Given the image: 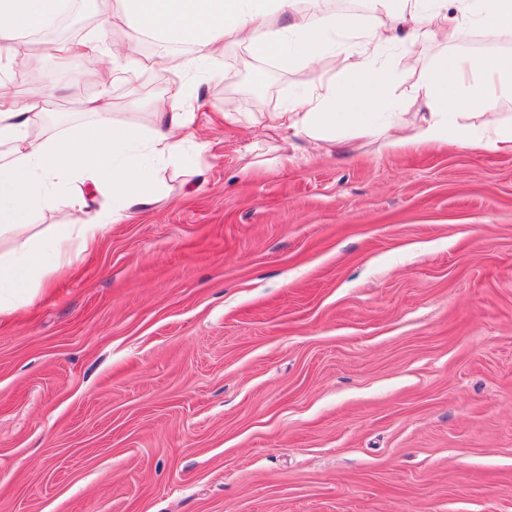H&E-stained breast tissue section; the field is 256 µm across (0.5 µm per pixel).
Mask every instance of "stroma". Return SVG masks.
Returning a JSON list of instances; mask_svg holds the SVG:
<instances>
[{
  "label": "stroma",
  "mask_w": 512,
  "mask_h": 512,
  "mask_svg": "<svg viewBox=\"0 0 512 512\" xmlns=\"http://www.w3.org/2000/svg\"><path fill=\"white\" fill-rule=\"evenodd\" d=\"M75 2L25 47L62 87L41 139L93 124L75 93L149 130L182 85L209 147L0 315V512H512V156L211 124L307 69L235 44L162 69L190 47ZM94 36L136 85L74 87L53 45Z\"/></svg>",
  "instance_id": "obj_1"
}]
</instances>
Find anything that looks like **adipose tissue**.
I'll use <instances>...</instances> for the list:
<instances>
[{
    "instance_id": "adipose-tissue-1",
    "label": "adipose tissue",
    "mask_w": 512,
    "mask_h": 512,
    "mask_svg": "<svg viewBox=\"0 0 512 512\" xmlns=\"http://www.w3.org/2000/svg\"><path fill=\"white\" fill-rule=\"evenodd\" d=\"M131 24L170 43L192 47L190 58L169 59L172 67L198 70L217 51L234 43L258 56L280 57L308 67L306 90L272 113V127L286 141L319 146L339 142V130L381 139L384 146H456L512 155V122L494 128L473 124L478 112L512 100V53L474 58L464 47L467 31L512 36V0H367L375 21L354 40L336 36L353 26L342 11L316 14L298 0H119ZM62 0H0V73L17 52L13 36L47 26ZM401 45V66L433 50L430 64L408 98L392 91L388 50ZM342 56L343 66L326 74L320 62ZM418 103L413 123L400 114L404 100ZM75 106L95 115L77 136L43 141L33 136L37 101L21 98L0 80V228L14 245L0 252V313L15 299H27L57 268L73 265L94 248L103 230L124 216L151 209L158 201L150 183L154 161L179 160L187 143L206 149L187 116L195 101L184 87L169 90L164 111L150 131L119 126L107 104L78 98ZM88 178L109 193L112 206L91 210L68 184ZM70 210L68 223L38 237L30 232L36 216L57 203Z\"/></svg>"
}]
</instances>
